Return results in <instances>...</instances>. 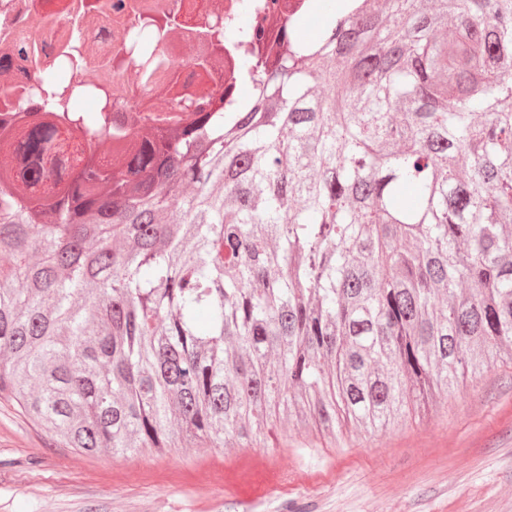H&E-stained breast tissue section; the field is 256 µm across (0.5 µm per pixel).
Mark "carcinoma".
I'll return each mask as SVG.
<instances>
[{
	"label": "carcinoma",
	"mask_w": 512,
	"mask_h": 512,
	"mask_svg": "<svg viewBox=\"0 0 512 512\" xmlns=\"http://www.w3.org/2000/svg\"><path fill=\"white\" fill-rule=\"evenodd\" d=\"M322 10L315 49L290 21L240 62L250 111L197 107L37 211L0 195V398L62 447L374 432L512 360V0ZM38 80L50 116L83 94ZM57 137L26 134L28 185Z\"/></svg>",
	"instance_id": "cac0c4a2"
}]
</instances>
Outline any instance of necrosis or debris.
Instances as JSON below:
<instances>
[{
    "mask_svg": "<svg viewBox=\"0 0 512 512\" xmlns=\"http://www.w3.org/2000/svg\"><path fill=\"white\" fill-rule=\"evenodd\" d=\"M0 0V192L14 189L11 157L42 118L36 71L56 63L77 43L81 67L72 85L94 86L108 107L109 135L93 156L121 164L113 145L134 150L137 141L168 133L158 117L187 116L185 99L213 109L243 112L253 103L258 75L240 76L237 61L266 57L282 42L285 22L319 24L312 0ZM243 28L235 44L218 47L217 23ZM148 28V64L127 44L128 33Z\"/></svg>",
    "mask_w": 512,
    "mask_h": 512,
    "instance_id": "1",
    "label": "necrosis or debris"
}]
</instances>
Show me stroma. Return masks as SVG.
<instances>
[{
    "label": "stroma",
    "instance_id": "obj_1",
    "mask_svg": "<svg viewBox=\"0 0 512 512\" xmlns=\"http://www.w3.org/2000/svg\"><path fill=\"white\" fill-rule=\"evenodd\" d=\"M512 512V363L375 433L89 456L0 400V512Z\"/></svg>",
    "mask_w": 512,
    "mask_h": 512
}]
</instances>
